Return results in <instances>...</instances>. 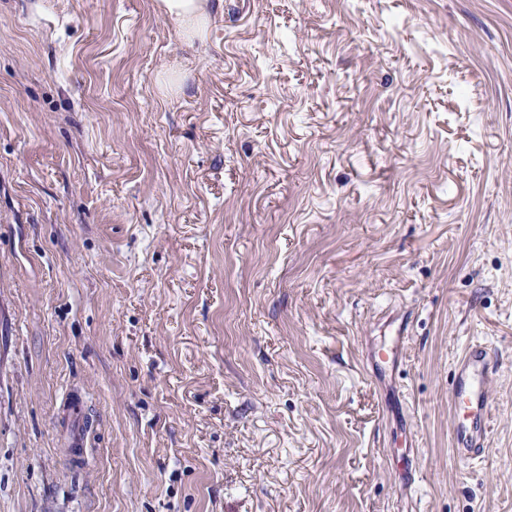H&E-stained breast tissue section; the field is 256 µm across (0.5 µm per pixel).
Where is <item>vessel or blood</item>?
<instances>
[{
	"label": "vessel or blood",
	"mask_w": 512,
	"mask_h": 512,
	"mask_svg": "<svg viewBox=\"0 0 512 512\" xmlns=\"http://www.w3.org/2000/svg\"><path fill=\"white\" fill-rule=\"evenodd\" d=\"M497 369L491 353L481 343L469 345L458 358L449 392L452 410L449 429L457 458L474 461L482 458L490 441L488 426L492 404V384ZM81 397L72 395L68 417L71 421L69 445L83 448L87 437L80 424Z\"/></svg>",
	"instance_id": "b4317fda"
}]
</instances>
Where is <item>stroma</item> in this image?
Returning a JSON list of instances; mask_svg holds the SVG:
<instances>
[{"label":"stroma","instance_id":"stroma-1","mask_svg":"<svg viewBox=\"0 0 512 512\" xmlns=\"http://www.w3.org/2000/svg\"><path fill=\"white\" fill-rule=\"evenodd\" d=\"M155 2L0 0V512H512V0ZM157 8L185 39L206 37L209 12L203 0H158ZM497 374L488 347L481 343L469 345L455 364L449 429L455 455L463 461L482 458L489 444L492 383ZM81 414V397L74 393L71 396L68 417L71 421V429L69 433L68 448H86L87 437L84 429L80 425Z\"/></svg>","mask_w":512,"mask_h":512}]
</instances>
